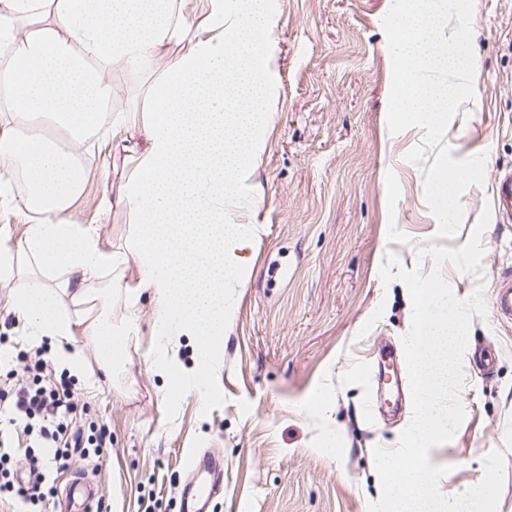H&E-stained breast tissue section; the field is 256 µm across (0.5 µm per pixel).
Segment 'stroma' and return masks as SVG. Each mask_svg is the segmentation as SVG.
I'll return each instance as SVG.
<instances>
[{
	"label": "stroma",
	"mask_w": 512,
	"mask_h": 512,
	"mask_svg": "<svg viewBox=\"0 0 512 512\" xmlns=\"http://www.w3.org/2000/svg\"><path fill=\"white\" fill-rule=\"evenodd\" d=\"M279 95L265 148L250 182L259 204L243 218L258 228L250 273L224 326V346L207 372L209 403L171 396L151 361L166 346L184 369L196 366L187 336L160 342L155 299L136 262L123 282L138 289L135 306L112 303L113 316L134 314L138 332L104 385L90 301L64 297L86 355V378L68 373L35 343L12 306L22 279L0 282V390L39 379L67 380L82 424L106 426L101 455L73 453L66 470L45 469L54 494L36 512H61L73 473L97 496L91 512H179L191 455L224 462V489L208 512H367L375 446L394 447L412 413L410 392L386 380L408 373L401 338L411 325L402 282L383 284L394 254L407 270L430 272L419 249L437 231L425 201L421 166L407 154L422 127L391 132L386 121L391 59L381 20L391 0H279ZM475 97L453 116L445 140L456 159L486 154L485 182L461 198L464 219L442 246L467 242L500 171L512 169V0H474ZM156 75L114 73L113 112H131L126 136L140 139L145 94ZM85 178L64 221L91 228L103 252L123 249L132 216L116 206L134 166L114 154L111 136L92 140L79 157ZM23 189L0 196V242L16 246L28 218ZM485 289L512 267V224L489 222L482 235ZM492 348L490 373L464 365L465 419L430 461L449 466L442 490H465L484 475L493 449L506 454L498 512H512V325L473 317L469 350ZM41 357L39 374L25 363Z\"/></svg>",
	"instance_id": "obj_1"
}]
</instances>
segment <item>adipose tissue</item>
Segmentation results:
<instances>
[{
    "mask_svg": "<svg viewBox=\"0 0 512 512\" xmlns=\"http://www.w3.org/2000/svg\"><path fill=\"white\" fill-rule=\"evenodd\" d=\"M279 27L278 0H208L197 18L184 15L179 0H0V51L8 55L0 97L11 103L13 126L0 135V160L11 169L0 176V193L20 172L30 217L20 249L0 247V279L10 280L19 253L27 254L26 285L12 304L34 339L50 338L53 358L70 374L81 375L84 350L60 292L95 300L89 333L101 360L118 363L136 320L113 319L112 283L103 273H121L133 260L154 292L161 338L184 334L197 344L195 371L162 352L154 366L176 394L209 402L206 370L254 236L237 207L255 204L244 186L273 115ZM175 42L187 43V52L164 58ZM130 69L158 76L147 90L144 143L129 147L136 164L120 199L134 228L124 250L106 254L94 232L61 218L82 191L81 167L28 129L49 119L81 146L112 96L108 74Z\"/></svg>",
    "mask_w": 512,
    "mask_h": 512,
    "instance_id": "1",
    "label": "adipose tissue"
}]
</instances>
